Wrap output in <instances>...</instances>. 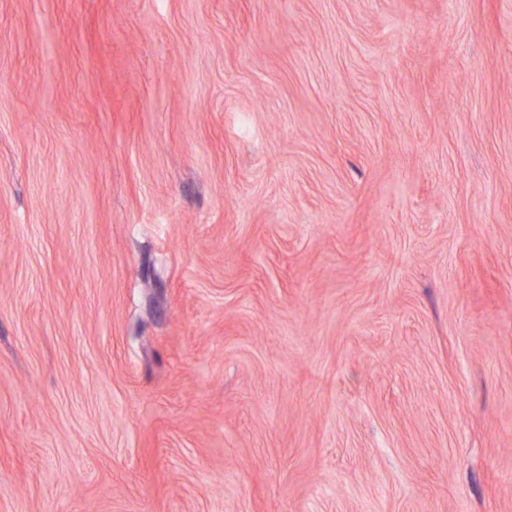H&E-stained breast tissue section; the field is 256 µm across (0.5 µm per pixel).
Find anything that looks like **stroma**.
Wrapping results in <instances>:
<instances>
[{"instance_id":"35a3bbf8","label":"stroma","mask_w":512,"mask_h":512,"mask_svg":"<svg viewBox=\"0 0 512 512\" xmlns=\"http://www.w3.org/2000/svg\"><path fill=\"white\" fill-rule=\"evenodd\" d=\"M0 512H512V0H0Z\"/></svg>"}]
</instances>
